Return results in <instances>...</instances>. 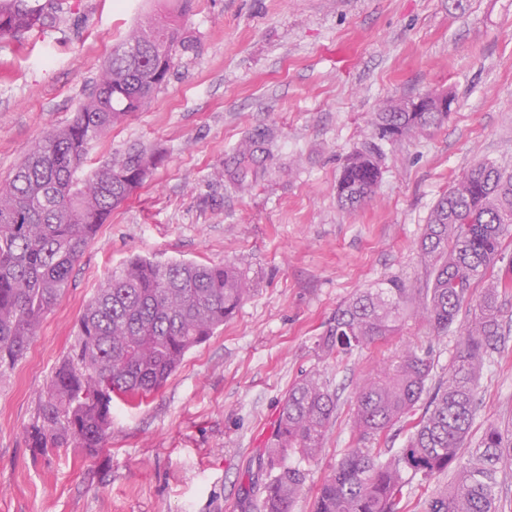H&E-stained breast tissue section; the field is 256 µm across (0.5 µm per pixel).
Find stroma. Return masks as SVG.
I'll return each instance as SVG.
<instances>
[{
  "instance_id": "35a3bbf8",
  "label": "stroma",
  "mask_w": 512,
  "mask_h": 512,
  "mask_svg": "<svg viewBox=\"0 0 512 512\" xmlns=\"http://www.w3.org/2000/svg\"><path fill=\"white\" fill-rule=\"evenodd\" d=\"M167 0H67L56 24L0 39V185L46 132L67 126L113 45ZM191 44L148 106L88 147L90 167L130 149L159 156L99 227L25 356L0 368V512H255L260 462L289 388L319 372L336 393L321 452L304 463L292 512L357 447L363 378L406 345L446 377L460 326L435 336L405 311L391 336L336 358L322 349L337 308L390 279L426 287L418 242L438 200L473 166L512 171V0H190ZM448 93L429 135L378 139L385 104ZM268 139L247 188L241 143ZM374 150L371 201L344 208L346 158ZM233 265L249 294L157 393L113 401L104 448L29 445L56 368L98 286L129 258ZM505 344L478 382L466 466L487 425L512 421V293L499 299Z\"/></svg>"
}]
</instances>
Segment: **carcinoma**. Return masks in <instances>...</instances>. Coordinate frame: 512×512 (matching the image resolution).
Masks as SVG:
<instances>
[{"mask_svg":"<svg viewBox=\"0 0 512 512\" xmlns=\"http://www.w3.org/2000/svg\"><path fill=\"white\" fill-rule=\"evenodd\" d=\"M187 0L173 4L167 21L149 20L112 48L98 83L71 124L42 136L0 187V366L21 359L42 318L68 286L74 266L112 216L145 180L159 157L134 149L82 179L88 145L143 109L189 48L175 16ZM53 0H0V36L21 40L59 18ZM169 40L167 54L131 58L132 40ZM448 119L446 112H404L400 103L376 112L372 125L389 139L420 135ZM380 174L371 151L346 161L337 184L342 205L370 201ZM512 236V172L478 164L443 195L420 241L436 274L432 287L415 297L417 315L436 334L445 333L473 285L483 284L473 317L461 327L460 348L448 377L428 387L429 355L415 348L367 377L356 397L353 429L358 440H380L398 423L410 424L400 453L354 448L338 463L313 498L311 512H399L412 479L421 482L453 473L422 503L424 512H499L498 465L512 462V430L485 429L469 464L452 470L467 440L477 406L478 380L487 356L502 341L501 294L512 289V259L503 240ZM249 292L246 279L229 266L187 261L128 260L85 305L77 345L56 369L30 447L74 446L88 455L103 447L111 425L112 399L141 401L158 392L193 347L224 326ZM410 297L395 280L356 295L336 309L325 351L343 356L395 331ZM428 397L426 412L415 407ZM336 413V394L316 372L288 390L262 459L266 480L259 512H291L305 472L292 462L319 454ZM411 477H406V473Z\"/></svg>","mask_w":512,"mask_h":512,"instance_id":"cac0c4a2","label":"carcinoma"}]
</instances>
